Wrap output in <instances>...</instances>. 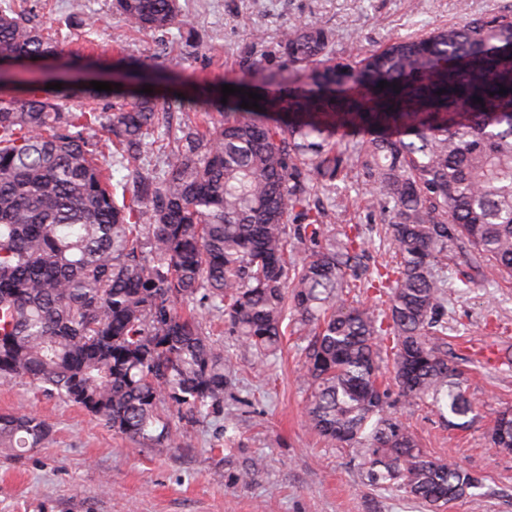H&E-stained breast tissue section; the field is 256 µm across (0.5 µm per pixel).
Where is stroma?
Wrapping results in <instances>:
<instances>
[{"mask_svg": "<svg viewBox=\"0 0 512 512\" xmlns=\"http://www.w3.org/2000/svg\"><path fill=\"white\" fill-rule=\"evenodd\" d=\"M183 29L167 34L125 25L112 0H27L33 23L67 37L61 73L73 86L115 84L98 100L108 112L138 93L125 74L142 67L161 72L157 96L209 89L246 79L248 59L269 54L284 27L321 19L334 33L333 56L385 46L461 23L459 0H179ZM99 17L95 29L84 24ZM263 41H254V30ZM183 45L168 56L165 44ZM366 189L353 175L323 194L364 237L368 266L388 260L381 217L367 207ZM204 326L232 370L224 381L225 417L184 425L181 447L135 441L115 433L83 407L49 397L27 380H0V413L25 411L45 420L42 447L0 451V512H423L394 489L365 485L358 449L330 442L308 424V396L300 376L307 338L288 329L266 361L242 346L218 314ZM448 353L470 369L468 388L477 415L465 429L449 427L431 406L392 398L391 411L409 425L424 452L454 457L481 474L480 504L470 498L447 512H512V451L494 447L489 428L496 411L512 408V279L498 285L453 288L448 300Z\"/></svg>", "mask_w": 512, "mask_h": 512, "instance_id": "1", "label": "stroma"}]
</instances>
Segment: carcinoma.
Segmentation results:
<instances>
[{
	"instance_id": "carcinoma-1",
	"label": "carcinoma",
	"mask_w": 512,
	"mask_h": 512,
	"mask_svg": "<svg viewBox=\"0 0 512 512\" xmlns=\"http://www.w3.org/2000/svg\"><path fill=\"white\" fill-rule=\"evenodd\" d=\"M112 7L139 32L182 22L178 0ZM462 10L461 25L347 62L328 56L322 21L288 25L280 63L251 62L255 83H233L241 92L219 118L184 120L162 176L134 170L130 197L112 183L101 137L112 162H137L159 110H182L183 98L142 92L105 114L91 86L1 96L0 380L25 378L114 431L174 447L171 412L224 415L230 366L201 307L261 361L292 316L309 336L308 423L363 449L367 485L427 512L480 487L478 474L419 448L390 411L382 372L389 352L398 397L467 427L466 369L448 357L450 276L466 287L512 279V9ZM57 53L10 0L0 5V55ZM250 92L257 109L241 107ZM77 93L88 107L65 111ZM355 126L399 135L331 140ZM350 162L397 257L371 273L357 236L323 243L337 217L314 200ZM357 287L388 297L385 318L349 300ZM49 433L35 415L0 414L1 447L37 448ZM490 439L512 450V410L495 416Z\"/></svg>"
}]
</instances>
